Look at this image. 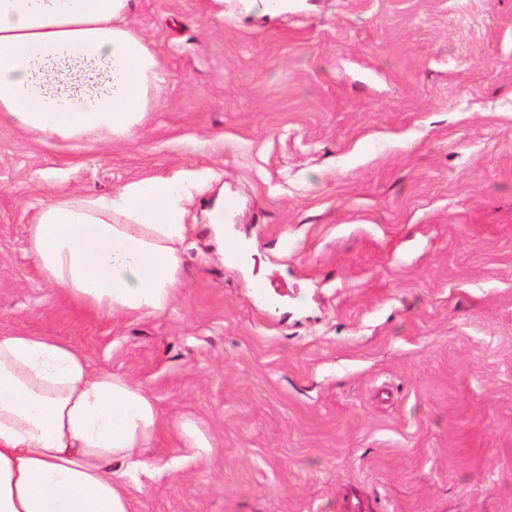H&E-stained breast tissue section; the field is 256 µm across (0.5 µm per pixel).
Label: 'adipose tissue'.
Returning <instances> with one entry per match:
<instances>
[{"label": "adipose tissue", "mask_w": 512, "mask_h": 512, "mask_svg": "<svg viewBox=\"0 0 512 512\" xmlns=\"http://www.w3.org/2000/svg\"><path fill=\"white\" fill-rule=\"evenodd\" d=\"M133 0H0V118L54 141L127 140L161 61ZM189 179L60 192L29 227L43 277L101 314L164 312L182 282ZM165 421L133 380L52 336H0V512H134L128 476Z\"/></svg>", "instance_id": "adipose-tissue-1"}]
</instances>
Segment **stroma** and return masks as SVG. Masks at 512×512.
Returning <instances> with one entry per match:
<instances>
[{"instance_id":"obj_1","label":"stroma","mask_w":512,"mask_h":512,"mask_svg":"<svg viewBox=\"0 0 512 512\" xmlns=\"http://www.w3.org/2000/svg\"><path fill=\"white\" fill-rule=\"evenodd\" d=\"M126 22L163 63L133 138L0 120V335L153 396L170 426L137 512H512V0H134ZM192 175L165 313H92L43 278L51 194ZM220 192L246 263L208 225Z\"/></svg>"}]
</instances>
